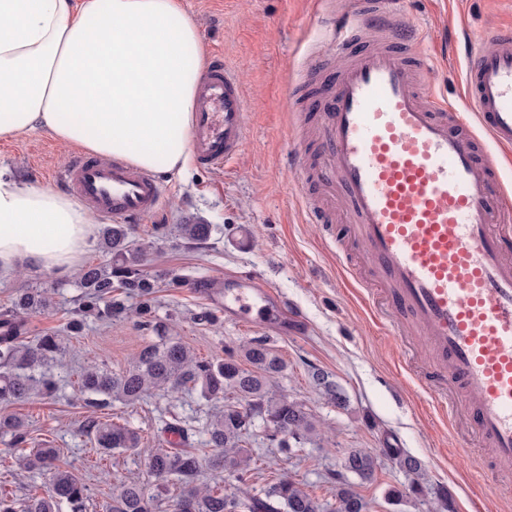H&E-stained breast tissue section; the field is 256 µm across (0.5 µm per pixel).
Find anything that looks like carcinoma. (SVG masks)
<instances>
[{"label": "carcinoma", "instance_id": "obj_1", "mask_svg": "<svg viewBox=\"0 0 512 512\" xmlns=\"http://www.w3.org/2000/svg\"><path fill=\"white\" fill-rule=\"evenodd\" d=\"M131 230L129 224L105 225L99 248L109 260L86 266L73 276L82 294L68 323L70 332L81 333L90 317L104 325L112 324V318L123 313L120 304L112 300V288L116 286L137 291L142 297L140 323L151 326L154 285L143 271L147 252L136 245ZM180 230L185 238L199 242L211 233L208 224H183ZM53 305L48 289L24 284L16 288L11 307L0 314V402L19 404L34 393L48 398L57 392V380L40 368L62 354L58 338L36 336L30 341L27 328L29 315L49 312ZM243 357L241 362L227 352L223 358L203 359L182 342L168 340L143 345L130 367L120 373L99 366L81 370L74 392L91 410L83 431L105 452L136 451L141 444V436L128 424L108 423L94 416L112 401L131 406L155 392L164 394L179 386L198 387L206 399L224 402L202 426L199 448L191 447L190 428L182 426L181 418L172 414V421L164 422V428L178 433L183 447L159 445L149 449L148 468L156 484H124L118 494L112 495L109 512H163L164 500L169 502L171 512H368V502L343 476L336 479L332 504L320 501L288 478L272 479L258 490L248 488L254 471L253 458L242 445L248 418L256 416L267 426L287 430L288 439L280 447L288 449L304 447L316 426L302 403L272 390L270 379L285 368L278 354L258 339L244 346ZM312 378L336 406L346 404L342 389L328 381L327 375L316 371ZM0 434L10 436L13 448L28 444V429L16 415L0 416ZM59 454V449L46 443L27 456L26 469L48 475L47 490L20 501L0 494V512H60L63 504L69 512H86L87 487L72 469L58 464ZM386 455L399 459L410 477L412 492L421 493V462L399 448L386 449ZM377 465L374 452L355 448L345 456L342 468L365 483L374 479ZM205 467L217 474H234L239 487L229 492L218 483L211 487L199 482ZM434 510L457 512L453 495L444 489L437 491Z\"/></svg>", "mask_w": 512, "mask_h": 512}]
</instances>
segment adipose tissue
I'll return each mask as SVG.
<instances>
[{
    "label": "adipose tissue",
    "mask_w": 512,
    "mask_h": 512,
    "mask_svg": "<svg viewBox=\"0 0 512 512\" xmlns=\"http://www.w3.org/2000/svg\"><path fill=\"white\" fill-rule=\"evenodd\" d=\"M204 65L179 0H0V141L40 128L104 161L183 172ZM95 231L74 197L0 176V273L71 275Z\"/></svg>",
    "instance_id": "obj_1"
}]
</instances>
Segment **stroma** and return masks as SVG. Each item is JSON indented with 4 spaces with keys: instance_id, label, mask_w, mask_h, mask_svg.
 <instances>
[{
    "instance_id": "obj_1",
    "label": "stroma",
    "mask_w": 512,
    "mask_h": 512,
    "mask_svg": "<svg viewBox=\"0 0 512 512\" xmlns=\"http://www.w3.org/2000/svg\"><path fill=\"white\" fill-rule=\"evenodd\" d=\"M354 2L181 0L199 24L206 52L223 53L243 82L249 121L243 150L225 170L195 164L181 176L160 174L165 187L162 209L133 224L134 238L150 246L143 270L155 284L159 332L140 327L134 291L113 289V297L126 306L125 315L108 327L89 324L82 336L67 339L66 355L46 367L58 381L55 396H35L9 408L0 403V413L9 409L29 421L33 446L48 441L59 448L61 463L77 472L88 488V512H106L122 483H146L150 476L143 455L124 451L106 456L93 447L83 431L88 411L74 396L78 374L89 365L122 370L144 342L159 334L178 338L203 358L262 339L285 360L286 368L273 385L314 414L320 435L315 444L289 454L256 430L246 447L250 455L270 461L273 476L291 477L327 500L330 486L323 483V475L340 470L351 449L368 448L379 453L380 466L373 482L356 489L370 512H429L439 486L452 493L458 512H472L481 476L457 453L461 443L479 444L470 423L448 425L440 419L434 394L400 367V344L373 322L354 282L340 274V262L359 250L353 229L337 224L326 232L307 223L296 197L297 185L306 184L317 160L316 120L310 114L291 119L284 95L291 87L305 97L316 93L321 67L336 61L328 50V15L347 11ZM447 9L443 17L430 0H400L396 17L434 36V43L420 44L421 52L454 58L452 69L435 73L432 88L457 104L470 40L511 26L512 0H447ZM73 154L46 130L37 129L0 142V173L23 186L57 190V176ZM298 159L304 160V168H295ZM177 224H207L212 231L207 240L194 242L173 235ZM235 273L254 276L284 298L301 316L302 333L281 334L224 317L213 324L204 321L211 299L198 281L209 279L220 287L225 276ZM174 274L190 279V286H170ZM23 279L56 288L55 310L30 315V335L63 333L78 304L79 288L71 282L58 285L56 276L23 266L0 282V312L10 308ZM317 370L342 388L345 407H336L313 385ZM170 405L196 428L212 410L199 391L178 388L130 407L112 403L99 417L131 425L146 445L166 444L171 435L162 425ZM388 439L421 461L423 495L409 494L408 476L396 460L381 456ZM20 454L0 438V492L20 499L32 489L44 493L47 475L24 469ZM394 487L405 493L397 506L386 499Z\"/></svg>"
}]
</instances>
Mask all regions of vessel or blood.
I'll return each instance as SVG.
<instances>
[{"label": "vessel or blood", "instance_id": "b4317fda", "mask_svg": "<svg viewBox=\"0 0 512 512\" xmlns=\"http://www.w3.org/2000/svg\"><path fill=\"white\" fill-rule=\"evenodd\" d=\"M338 62L304 101L321 131L317 180L338 187L380 296L373 315L401 317L436 357L448 417L467 416L488 445L480 467L512 472V185L489 155L512 164V29L473 43L463 76L465 112L424 93L431 66L417 35L387 0H356L336 16ZM248 130L243 85L212 56L189 132L196 161L226 167ZM63 185L94 213L130 223L163 207L149 173L76 154ZM306 221L333 223L300 190ZM239 321L300 332L302 319L254 277L208 291Z\"/></svg>", "mask_w": 512, "mask_h": 512}]
</instances>
